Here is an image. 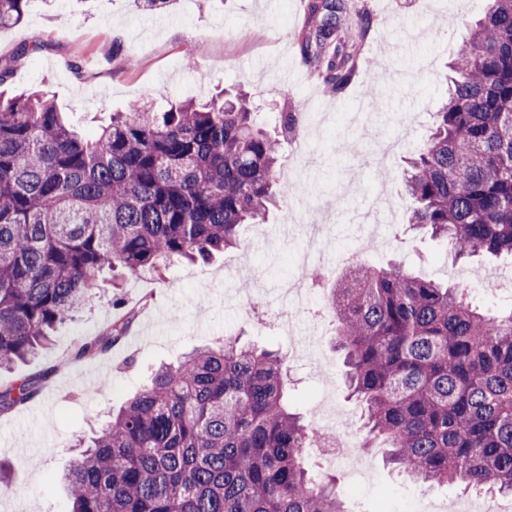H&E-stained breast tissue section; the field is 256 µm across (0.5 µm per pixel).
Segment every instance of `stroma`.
I'll list each match as a JSON object with an SVG mask.
<instances>
[{"instance_id": "obj_1", "label": "stroma", "mask_w": 512, "mask_h": 512, "mask_svg": "<svg viewBox=\"0 0 512 512\" xmlns=\"http://www.w3.org/2000/svg\"><path fill=\"white\" fill-rule=\"evenodd\" d=\"M347 3V21L362 8L373 14L375 26L354 81L337 93L301 60L297 34L309 22L311 0H171L161 13L144 11L138 0H28L23 20L0 28V57H20L0 89L53 95L86 137L131 101L203 103L233 85L263 107L306 116L281 157L285 165L300 162L293 196L265 221L245 225L240 246L208 261L174 262L163 278L130 283L121 308L110 283H98L84 310L59 328L47 349L0 371L5 385L58 368L32 400L0 414V466L10 473L0 487V512H70L58 474L72 461L75 443L92 436L112 408L144 384L148 367L177 362L191 348L228 334L285 356L288 395L306 420L326 403L338 412L355 409L343 389L335 327L314 322L325 298L318 292L295 300L281 296L307 239L306 226L289 215L299 204L329 201L325 260L359 241L363 226L356 216L370 202L379 141L402 134L403 147L391 163L395 172L425 143L447 90L450 53L481 10L470 0ZM191 55L197 63H188ZM377 70L387 75V91L369 100L372 128L362 136L348 117L352 102L367 97ZM390 193L395 221L382 245L366 254L369 264L396 261L423 277L466 285L478 305L512 308V292L485 289L489 281L512 279V259L499 258L488 269L455 261L429 233L408 224L412 202L398 183H391ZM245 277L250 288L244 292L238 284ZM126 308L138 315L123 343L100 357L75 359L78 346ZM363 457L370 478L357 484L321 449H309L305 464L335 475L348 512H421L426 485L386 465L381 449L365 450Z\"/></svg>"}]
</instances>
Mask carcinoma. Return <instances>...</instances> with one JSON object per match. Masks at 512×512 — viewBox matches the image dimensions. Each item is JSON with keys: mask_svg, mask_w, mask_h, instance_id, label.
I'll list each match as a JSON object with an SVG mask.
<instances>
[{"mask_svg": "<svg viewBox=\"0 0 512 512\" xmlns=\"http://www.w3.org/2000/svg\"><path fill=\"white\" fill-rule=\"evenodd\" d=\"M28 0H0V27ZM343 0H321L300 34L317 76L355 75L369 12L341 24ZM433 130L401 183L408 223L455 258L512 256V0L484 15L448 63ZM300 112L272 130L241 93L164 109L133 101L94 138L42 93L0 95V368L38 353L80 311L106 269L122 283L240 244L241 228L292 194L279 177ZM344 384L361 408L365 447L430 487L512 495V310L473 305L465 290L399 263L347 266L330 289ZM134 315L82 343L118 344ZM45 371L0 388V413L34 398ZM313 429L288 408L283 358L229 336L151 372L63 475L71 512H348L336 479L304 464Z\"/></svg>", "mask_w": 512, "mask_h": 512, "instance_id": "obj_1", "label": "carcinoma"}]
</instances>
